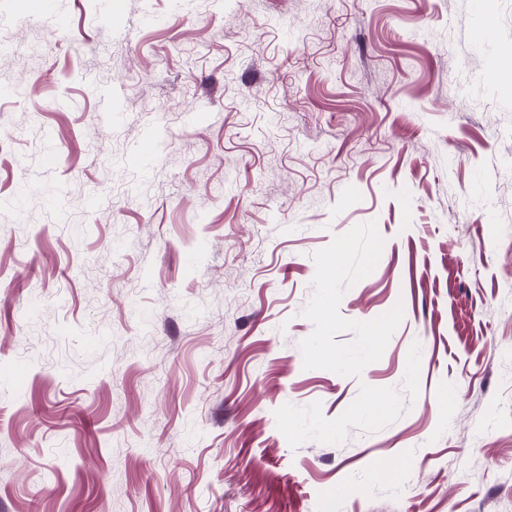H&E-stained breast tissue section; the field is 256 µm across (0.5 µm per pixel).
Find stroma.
<instances>
[{"label":"stroma","instance_id":"stroma-1","mask_svg":"<svg viewBox=\"0 0 512 512\" xmlns=\"http://www.w3.org/2000/svg\"><path fill=\"white\" fill-rule=\"evenodd\" d=\"M1 38L0 512H512V0Z\"/></svg>","mask_w":512,"mask_h":512}]
</instances>
